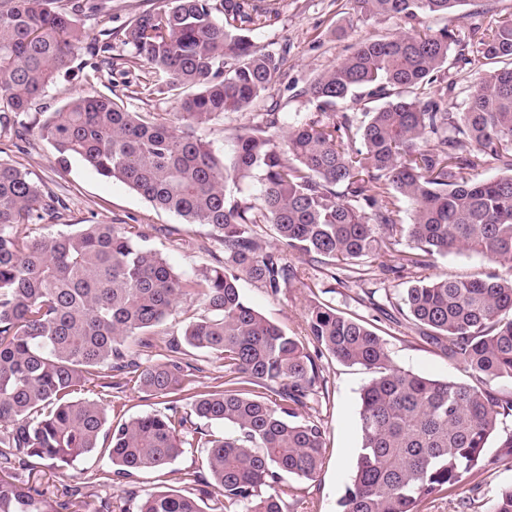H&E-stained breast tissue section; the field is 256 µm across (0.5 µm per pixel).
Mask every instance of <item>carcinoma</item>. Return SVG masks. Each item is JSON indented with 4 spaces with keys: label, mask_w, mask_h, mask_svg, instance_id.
<instances>
[{
    "label": "carcinoma",
    "mask_w": 512,
    "mask_h": 512,
    "mask_svg": "<svg viewBox=\"0 0 512 512\" xmlns=\"http://www.w3.org/2000/svg\"><path fill=\"white\" fill-rule=\"evenodd\" d=\"M105 2L0 0V112L27 113L81 51L76 17ZM353 2L362 17L409 23L453 15L464 0ZM273 13L262 0H162L123 28V44L158 93L176 94L175 111L133 112L118 95H78L41 128L60 166L78 158L156 208L209 226L224 245L221 266L175 272L139 224L45 234L67 206L0 160V512H112L106 501L89 508L78 489L52 498L33 474L70 466L103 435L112 446L96 477L102 485L161 469L186 444L203 449L192 492L150 493L138 512H204L214 494L224 512H283L285 477L313 479L322 467L325 430L305 408L323 379L306 345L248 302L239 282L278 292L298 277L290 253L341 284L462 251L489 260L493 270L471 278L419 280L395 305L470 383L396 366L369 323L328 302L310 305L307 323L318 352L371 374L341 512H422L490 471L488 441L512 417V396L492 386L512 384V18L490 19L465 42L446 26L367 39L301 88L316 111L257 113L227 157L197 130L255 106L281 75L285 52L251 39ZM454 46L477 65L458 112L448 87H436ZM358 90L366 120L357 127L336 104ZM491 164L502 174L480 177ZM254 176V200L227 192L228 182ZM402 202L408 224L398 220ZM395 252L393 269L382 257ZM184 301L205 315L169 340L164 361L144 364L151 336ZM188 348L224 360V381L183 411ZM131 382L169 399L167 412L108 424L104 404L86 393ZM199 420L233 432L210 434ZM485 512H512V484Z\"/></svg>",
    "instance_id": "obj_1"
}]
</instances>
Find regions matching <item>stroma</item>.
Returning a JSON list of instances; mask_svg holds the SVG:
<instances>
[{
  "instance_id": "1",
  "label": "stroma",
  "mask_w": 512,
  "mask_h": 512,
  "mask_svg": "<svg viewBox=\"0 0 512 512\" xmlns=\"http://www.w3.org/2000/svg\"><path fill=\"white\" fill-rule=\"evenodd\" d=\"M276 14L268 27L254 32L257 46L287 48L283 74L266 94L277 100L281 112L288 115L314 111L313 103L300 97L299 91L317 74L332 68L349 55L363 40L406 30L404 21L390 17L365 19L357 16L351 0H273ZM158 0H111L108 9L94 19L79 18L78 23L90 36L112 30V53L122 61L129 56L118 34L120 28L145 10L157 7ZM460 17L447 21L439 15L421 17L422 26L439 29L450 26L459 36H467L490 17H512V0H466ZM92 57L79 52L66 75L47 88L42 99L20 118L0 121V159L26 171L43 189L54 192L67 203L65 220L84 224L94 220L106 224H142L150 235L151 246L162 252L179 273L217 266L224 257L223 244L213 237L208 226L187 224L174 213L155 208L128 186L101 178L80 161L60 168L51 144L40 135L50 113L62 109L76 94L127 95L134 112H170L172 97L143 89L142 72L123 67L93 71ZM289 261L299 272L298 279L278 293L245 281L244 297L268 319L291 336H305L306 313L316 301H328L337 310L360 317L382 336L393 361L416 374L451 380H467L458 365L449 363L439 347L427 343L419 329L391 307L416 278L411 274H388L377 279L346 286L335 283L326 274L315 271L303 258L293 255ZM322 389L310 404V413L321 419L326 429L327 446L323 465L315 480L286 478L284 512H338V501L350 484L361 448L359 425L360 393L370 375L361 366L349 365L331 355L318 358ZM94 399L108 408L112 420L147 413L164 412V398L154 397L132 387L94 392ZM498 440H491L487 457L493 462L490 472L471 477L458 488L429 501L424 512H458L461 497H473L485 503L497 487L512 483V463L500 462ZM202 451L185 449L175 462L160 470L141 472L130 485L98 486L95 474L109 465L102 455L82 457L65 472L42 469L38 477L49 495L69 487L80 488L90 503L110 498L114 512H137L141 498L149 492L188 489L187 475L196 471Z\"/></svg>"
}]
</instances>
